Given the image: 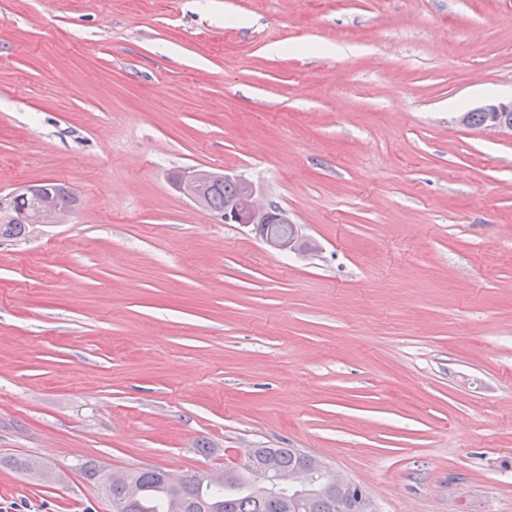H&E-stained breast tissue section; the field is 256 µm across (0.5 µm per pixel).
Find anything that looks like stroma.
<instances>
[{"instance_id": "35a3bbf8", "label": "stroma", "mask_w": 512, "mask_h": 512, "mask_svg": "<svg viewBox=\"0 0 512 512\" xmlns=\"http://www.w3.org/2000/svg\"><path fill=\"white\" fill-rule=\"evenodd\" d=\"M510 99L512 0H0V198L79 197L0 240V512H112L84 466L248 448L372 512H512V139L457 121ZM188 168L316 253L192 203ZM224 178L232 179L226 174H220L206 184L204 189L205 205L203 207L224 218L226 212L230 210L231 206L240 195L242 186L243 194L234 209L230 211L229 215L226 217V222L252 225L260 224L259 226H254V228L259 237L263 240L271 224L262 223L265 222L267 215L274 211V206L268 204L258 205V190L250 181L236 177L234 180L239 181L241 183L240 186L237 182ZM242 213H248V219L243 220L241 218ZM286 219H288L287 212L276 206L272 219V221L275 222L274 224H279L280 220ZM263 241L269 250L276 252L288 251L305 254L309 251L305 248L309 247L308 244L305 243V247L303 246L304 239L302 235L299 234V231H296L290 238L270 236Z\"/></svg>"}]
</instances>
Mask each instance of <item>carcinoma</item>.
I'll return each mask as SVG.
<instances>
[{
  "label": "carcinoma",
  "mask_w": 512,
  "mask_h": 512,
  "mask_svg": "<svg viewBox=\"0 0 512 512\" xmlns=\"http://www.w3.org/2000/svg\"><path fill=\"white\" fill-rule=\"evenodd\" d=\"M52 194L60 211L71 213L78 201L74 189L62 182L50 181L26 195H16L0 208V238L13 239L30 232V225L19 214L32 207L37 197ZM241 186L220 174L204 189L205 208L223 216L238 198ZM311 457L292 448H256L252 467L224 472V481L208 485L196 474H183L175 486L161 469L129 473L125 479L137 486V497H126L123 485L107 480L105 489L112 500L113 512H289L288 489L276 496L260 492L259 477L271 463L281 474L302 473ZM309 512H367L366 495L349 498L343 487L328 479L309 497Z\"/></svg>",
  "instance_id": "carcinoma-1"
}]
</instances>
